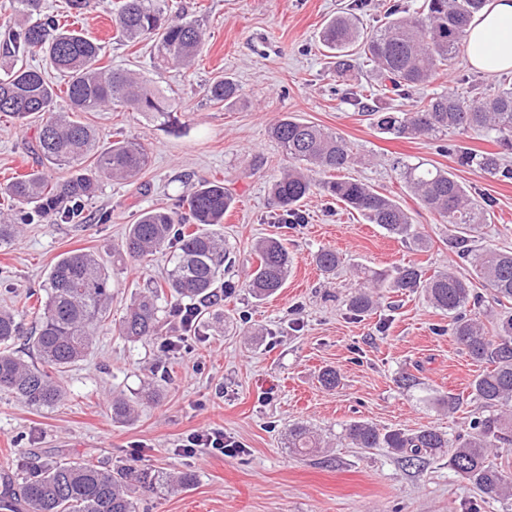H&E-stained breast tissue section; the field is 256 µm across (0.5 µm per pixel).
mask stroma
I'll list each match as a JSON object with an SVG mask.
<instances>
[{
	"instance_id": "35a3bbf8",
	"label": "stroma",
	"mask_w": 512,
	"mask_h": 512,
	"mask_svg": "<svg viewBox=\"0 0 512 512\" xmlns=\"http://www.w3.org/2000/svg\"><path fill=\"white\" fill-rule=\"evenodd\" d=\"M185 16L201 20L204 46L194 65L152 70L148 42L114 37L106 0H92L81 27L104 46L103 64L147 74L152 87L173 98L179 125L171 130L125 109L87 116L101 142L113 134L140 141L149 164L132 183L104 184L87 203L81 224H24L11 245L0 247V309L14 311L23 332L34 330L36 310L25 304L41 290L55 262L70 251L109 260L112 315L159 282L166 255L143 265L124 264L112 254L145 208H172L205 180L223 182L236 200L219 231L231 247L225 282L236 290L221 301L223 323L200 313L191 331L167 319L161 336L132 342L116 329H103L90 354L60 375L64 396L55 406L35 409L0 392V475L18 470L23 456L42 461H92L109 466L193 472L194 485L143 497L142 512H512V499H492L448 468L444 457L410 464L388 448L339 444L352 421L413 432L433 427L448 437L466 434L479 402L469 384L482 366L466 356L438 326L448 323L422 296L383 293L377 309L357 317L348 298L358 282L356 266L387 268L413 263L426 273L469 266L436 213L423 208L405 186L403 164L423 161L451 171L472 194L490 199V219L477 246L512 249V179H491L459 166L443 152L452 143L494 151L493 136L451 132L433 140L393 139L336 95L324 65L318 32L327 19L354 12L360 27L375 31L396 3L367 0H172ZM242 89L231 108L209 101L205 87L224 77ZM512 71L487 75L465 57L438 76L427 93L456 91L469 98L492 95ZM314 123L346 138L362 159L349 171L407 209L428 239L418 248L368 224L323 192L308 197L302 224H284L270 198L272 181L288 160L270 136L285 115ZM35 128H20L0 114V186L27 173V145ZM107 214L99 222V214ZM283 240L295 261L287 283L259 301L244 287L257 263L255 246L264 238ZM324 247L341 263L324 276L314 261ZM187 335L189 348L162 351L164 340ZM339 374L336 388L318 381L321 369ZM410 373L419 384L406 391L398 379ZM160 392L138 405L133 418L112 417L117 399H135L144 385ZM455 396L449 413L433 400ZM308 425L324 442L318 453L295 455L288 446L291 425ZM202 427L223 429L241 445L236 458L207 451L187 456L177 448Z\"/></svg>"
}]
</instances>
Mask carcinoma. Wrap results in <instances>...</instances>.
I'll return each instance as SVG.
<instances>
[{"label":"carcinoma","mask_w":512,"mask_h":512,"mask_svg":"<svg viewBox=\"0 0 512 512\" xmlns=\"http://www.w3.org/2000/svg\"><path fill=\"white\" fill-rule=\"evenodd\" d=\"M161 0H118L112 18L119 40L151 42V66L192 65L205 32L199 24L164 15ZM487 0H422L410 10L394 6L388 21L375 32L361 33L355 18L339 14L320 31L328 52L326 65L344 85L352 77L354 56L370 62L378 76V88L366 95L349 92L382 134L395 138L425 139L451 129L477 130L496 135L512 149V83L482 99H465L456 93L423 96L414 109L397 112L366 99H393L425 88L439 73L451 69L466 45L467 28ZM20 23L0 27L3 47L16 63L0 74V112L25 126L38 122L30 147L38 169L16 177L0 189L15 204L21 219L56 217L64 223L83 219L84 203L95 198L106 181L136 179L148 164V153L139 143L116 140L100 144L94 126L84 115L105 107L124 105L150 115L164 126L177 123L173 104L151 87L139 73L101 64L102 48L83 30L68 29L55 17H41V0H13ZM38 52L64 77L66 108H57L54 85L41 68L24 60ZM216 104L235 105L242 97L230 77L207 87ZM271 137L291 161L274 181L272 199L290 224H301L300 204L320 190L370 224L387 233L410 239L420 248L428 240L417 231L407 212L394 199L349 176L331 181L319 174L346 171L354 161L346 139L338 133L293 116L278 119ZM443 151L456 154L461 165L487 177H512L502 153L476 151L450 144ZM67 169V175L50 181L45 170ZM402 179L424 208L439 214L454 231V242L469 272L448 269L432 275L414 264L389 269L362 267L363 287L349 299L355 315L369 314L380 291L422 293L427 301L452 319L448 331L465 353L485 365L471 384V395L488 415L471 419L470 432L455 440L435 428L406 433L381 432L376 426L355 421L343 438L359 448H389L413 457H448V468L473 488L501 498L512 497V477L493 460L494 449L512 446V311L496 318L495 335L486 332L467 306L479 301L476 284L494 291L497 300L512 301V251L485 247L473 250L468 243L486 221L490 200L476 198L455 175L425 163L403 165ZM234 205L224 183L203 182L171 209H145L128 226L118 255L139 263L171 244L164 284L134 298L116 324L120 335L131 341L161 335L162 303L169 312L185 303L217 305V284L224 277L230 248L214 226L224 223V213ZM258 264L245 282L251 295L264 299L285 285L294 257L282 240L268 238L257 246ZM320 271L335 272L340 257L332 248L315 255ZM46 298L39 302V325L30 337L39 364L27 362L7 345L20 334V322L10 311H0V390L34 408L52 407L62 399L56 375L82 360L95 336L112 323V277L101 258L91 252H70L60 258L43 284ZM288 447L307 456L320 441L304 424L288 430ZM26 476L15 499H0L5 512H138L136 490L175 491L191 486L195 474L176 476L140 469L135 464L112 468L89 462L59 460L50 463L21 460Z\"/></svg>","instance_id":"obj_1"}]
</instances>
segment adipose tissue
<instances>
[{
    "label": "adipose tissue",
    "mask_w": 512,
    "mask_h": 512,
    "mask_svg": "<svg viewBox=\"0 0 512 512\" xmlns=\"http://www.w3.org/2000/svg\"><path fill=\"white\" fill-rule=\"evenodd\" d=\"M467 62L485 74L512 70V0H487L472 18Z\"/></svg>",
    "instance_id": "adipose-tissue-1"
}]
</instances>
